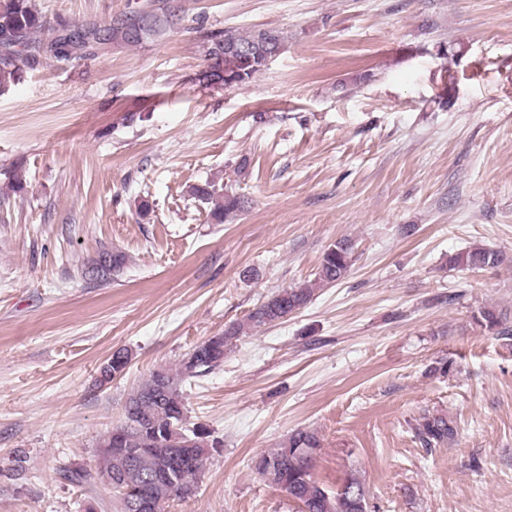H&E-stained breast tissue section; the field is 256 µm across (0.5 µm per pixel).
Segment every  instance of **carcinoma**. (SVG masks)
<instances>
[{"label":"carcinoma","instance_id":"carcinoma-1","mask_svg":"<svg viewBox=\"0 0 512 512\" xmlns=\"http://www.w3.org/2000/svg\"><path fill=\"white\" fill-rule=\"evenodd\" d=\"M172 14L165 0H154L145 12L134 10L113 20L112 25H56L57 34L42 38L49 29L45 16L33 0H0V87L18 79L43 60H68L94 43L105 40L138 46L169 36ZM285 46L283 33L257 29L245 34L213 32L203 39L202 54L207 64V86L230 88L250 82L267 67L266 53H280ZM191 197L209 205L208 219L224 224L243 209L239 196L205 181L191 189ZM505 261L496 250L473 247L456 254L449 263L462 268L495 267ZM92 263L100 268L84 270L94 279H107L119 273L126 263L120 251L103 250ZM352 266V244L339 240L323 255L314 280L283 288L256 306L243 323L231 324L224 332L196 345L176 369L162 367L151 373L130 394L124 408V421L101 436L98 444V471L129 488L125 512H140L142 500H150L165 512L169 502L182 501L195 492L205 473L211 449L219 442L201 427L186 426L187 408L182 386L206 376L224 363V354L247 328L275 324L305 308L318 289L341 281ZM475 323L489 333L512 338L506 325L508 314L484 307L474 316ZM130 362L129 352L117 350L102 368L108 382L121 375ZM415 437L426 449L450 442L456 429L446 414L423 413L414 427ZM321 440L314 430L293 432L279 447L250 459V468L278 490H285L300 512H369L366 492L360 478L348 474L341 489L333 492L313 476ZM63 479L83 490L98 489L95 472L83 468L63 470Z\"/></svg>","mask_w":512,"mask_h":512}]
</instances>
